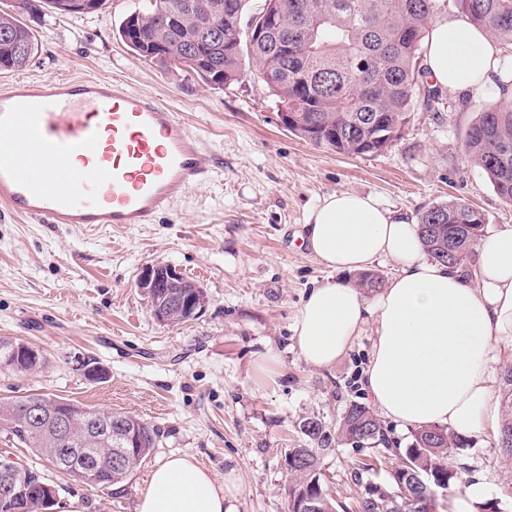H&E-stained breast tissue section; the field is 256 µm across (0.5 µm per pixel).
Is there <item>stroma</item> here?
<instances>
[{
	"mask_svg": "<svg viewBox=\"0 0 512 512\" xmlns=\"http://www.w3.org/2000/svg\"><path fill=\"white\" fill-rule=\"evenodd\" d=\"M135 4L107 0L95 14L32 21L39 51L25 68L0 71V85L70 74L115 79L180 112L219 168L151 224L0 220V339L46 354L34 372L0 371V399L40 393L126 411L157 427L158 442L116 489L75 481L1 435L0 455L56 487L52 512L72 503L80 512H136L151 469L185 454L216 480L234 471L233 512H288L283 459L302 441L300 420L316 415L333 424L349 402L365 401L360 376L371 349L361 337L329 371L299 356L295 318L310 288L329 275L302 240L308 210L327 194L353 190L414 214L463 201L484 214L487 229L512 226V206L463 150L486 103L448 90L447 111L417 107L383 153L326 152L278 124L274 102L251 73L213 89L135 56L118 36ZM156 261L205 288L206 305L194 319L170 325L152 315L136 280ZM78 355L97 361L106 381L77 372ZM376 454L340 445L321 460L325 488L354 506L363 487L353 472ZM453 462L465 483L484 484L501 512H512V459L496 437L472 438Z\"/></svg>",
	"mask_w": 512,
	"mask_h": 512,
	"instance_id": "1",
	"label": "stroma"
}]
</instances>
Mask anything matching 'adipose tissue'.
<instances>
[{"label":"adipose tissue","mask_w":512,"mask_h":512,"mask_svg":"<svg viewBox=\"0 0 512 512\" xmlns=\"http://www.w3.org/2000/svg\"><path fill=\"white\" fill-rule=\"evenodd\" d=\"M422 65L438 89L512 100V56L455 13L436 16ZM303 238L332 272L311 288L294 324L304 363L332 370L371 334L361 384L396 429L498 433L494 382L499 363L512 360V227L488 232L469 264L451 267L426 251L413 218L345 190L312 207ZM383 260L393 263L391 276L366 293L355 274ZM237 493L234 472L219 481L192 456H174L150 473L137 512H231Z\"/></svg>","instance_id":"obj_1"}]
</instances>
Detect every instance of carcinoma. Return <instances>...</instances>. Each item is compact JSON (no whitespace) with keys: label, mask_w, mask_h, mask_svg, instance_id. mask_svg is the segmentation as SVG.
Instances as JSON below:
<instances>
[{"label":"carcinoma","mask_w":512,"mask_h":512,"mask_svg":"<svg viewBox=\"0 0 512 512\" xmlns=\"http://www.w3.org/2000/svg\"><path fill=\"white\" fill-rule=\"evenodd\" d=\"M139 0L118 35L136 55L164 67H174L212 88L237 82L243 65L269 90L277 111L297 113L287 130L325 151L365 156L387 150L404 133L417 104L438 112L446 108L442 93L429 83L422 67V42L447 0H275L274 22L263 37L256 35L253 15L242 23L249 0ZM69 0H0V66L21 69L35 57L39 43L24 16L67 15ZM466 22L497 39L512 55V0H453ZM224 29V40L207 43L204 31ZM288 49H283V46ZM464 151L486 176L495 193L512 204V102L480 113L469 127ZM484 215L460 201L430 207L417 216L418 233L434 259L448 265L465 263L486 233ZM197 295L204 289L183 279L173 288H158L154 296ZM504 422L498 440L512 437V370L504 374ZM45 398L29 394L0 401V432L53 463L57 448H81L83 454L61 457L60 469L83 480L85 460H108L121 453L120 468L92 469L89 484L110 487L123 481L152 452L158 429L127 412L102 410L124 417L138 448L106 444L82 421L73 423L67 442L54 437L48 421L34 425L26 405ZM305 444L284 456L288 473V512H299L305 500L315 512H337L321 481L319 462L343 442L365 444L398 453L373 409L361 402L346 405L336 424L305 417L299 422ZM469 440L436 425L416 430L410 446L386 482L370 481L357 512H436L440 500L463 483L452 465ZM26 487L0 493V512H40L41 475L33 470Z\"/></svg>","instance_id":"1"}]
</instances>
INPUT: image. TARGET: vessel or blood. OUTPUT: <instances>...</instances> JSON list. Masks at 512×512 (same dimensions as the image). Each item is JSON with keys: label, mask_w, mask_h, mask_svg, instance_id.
<instances>
[{"label": "vessel or blood", "mask_w": 512, "mask_h": 512, "mask_svg": "<svg viewBox=\"0 0 512 512\" xmlns=\"http://www.w3.org/2000/svg\"><path fill=\"white\" fill-rule=\"evenodd\" d=\"M178 112L104 76L0 88V212L35 224H151L212 181Z\"/></svg>", "instance_id": "vessel-or-blood-1"}]
</instances>
